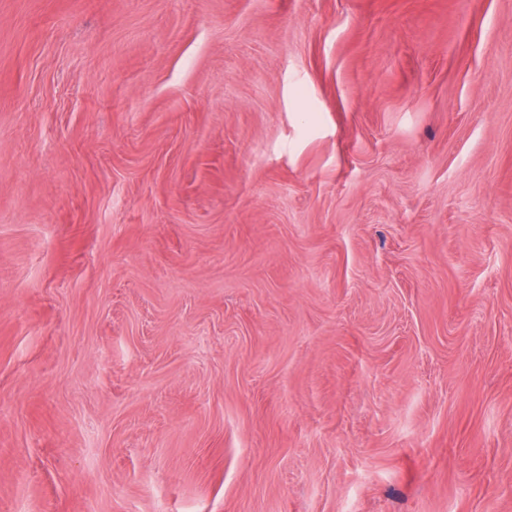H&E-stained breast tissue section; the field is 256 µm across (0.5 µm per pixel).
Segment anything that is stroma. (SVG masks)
Returning <instances> with one entry per match:
<instances>
[{"instance_id": "35a3bbf8", "label": "stroma", "mask_w": 512, "mask_h": 512, "mask_svg": "<svg viewBox=\"0 0 512 512\" xmlns=\"http://www.w3.org/2000/svg\"><path fill=\"white\" fill-rule=\"evenodd\" d=\"M0 512H512V0H0Z\"/></svg>"}]
</instances>
